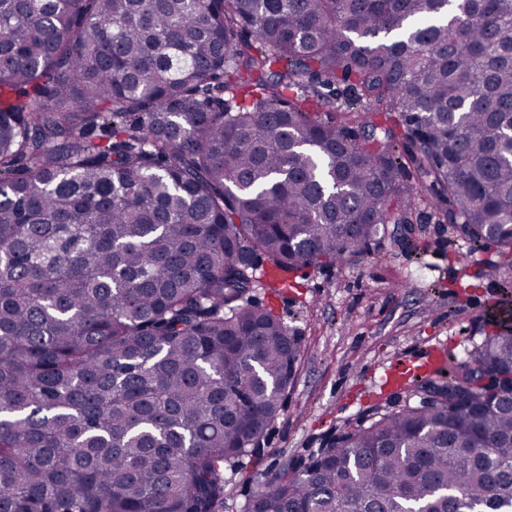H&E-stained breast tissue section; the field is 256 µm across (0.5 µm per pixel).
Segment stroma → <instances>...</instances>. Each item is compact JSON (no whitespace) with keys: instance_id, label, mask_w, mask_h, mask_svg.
Returning <instances> with one entry per match:
<instances>
[{"instance_id":"stroma-1","label":"stroma","mask_w":512,"mask_h":512,"mask_svg":"<svg viewBox=\"0 0 512 512\" xmlns=\"http://www.w3.org/2000/svg\"><path fill=\"white\" fill-rule=\"evenodd\" d=\"M416 250L386 236L371 252L343 265L299 271L296 285L259 281L255 302L274 310L296 336L301 355L284 409L268 426L257 455L224 469V512H244L257 485L284 462L305 461L341 431L373 412L401 408L410 389L382 386L386 370L427 352L464 357L500 322L512 323V254L456 255L458 243L433 202L417 203Z\"/></svg>"}]
</instances>
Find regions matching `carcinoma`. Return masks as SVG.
<instances>
[{"mask_svg": "<svg viewBox=\"0 0 512 512\" xmlns=\"http://www.w3.org/2000/svg\"><path fill=\"white\" fill-rule=\"evenodd\" d=\"M0 185V512H224L300 356L261 260L426 192L512 251V0H0ZM411 383L246 512H512V327Z\"/></svg>", "mask_w": 512, "mask_h": 512, "instance_id": "carcinoma-1", "label": "carcinoma"}]
</instances>
